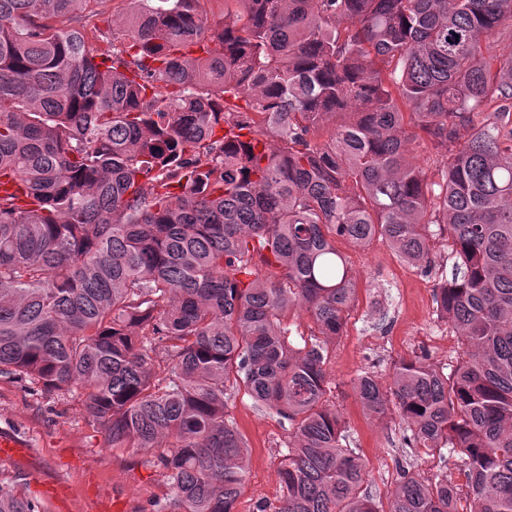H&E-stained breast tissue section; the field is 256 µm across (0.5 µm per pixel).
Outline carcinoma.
I'll return each instance as SVG.
<instances>
[{"mask_svg":"<svg viewBox=\"0 0 512 512\" xmlns=\"http://www.w3.org/2000/svg\"><path fill=\"white\" fill-rule=\"evenodd\" d=\"M105 2L0 0V376L81 393L167 471L165 512H237L241 391L289 425L280 505L253 512H512V50L480 46L512 0H128L123 32ZM441 235L460 361L354 388L465 482L404 471L385 510L328 404L357 300L336 239L428 272ZM0 512L40 506L0 482ZM108 0L101 8L103 15L101 16L100 24L105 27L109 25L116 31L127 30L133 19V12L128 2L120 0ZM407 150L409 154L414 157V160L427 170L429 175H432L434 173L435 165L440 164V159L439 162L436 163L435 156L432 157L430 147L426 140L419 139L416 141L409 142L407 144Z\"/></svg>","mask_w":512,"mask_h":512,"instance_id":"cac0c4a2","label":"carcinoma"}]
</instances>
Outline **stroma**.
<instances>
[{"label":"stroma","instance_id":"obj_1","mask_svg":"<svg viewBox=\"0 0 512 512\" xmlns=\"http://www.w3.org/2000/svg\"><path fill=\"white\" fill-rule=\"evenodd\" d=\"M336 248L357 277L358 299L343 335L329 344V402L366 464L367 490L388 501L404 469L425 482L444 475L462 483L457 458L442 460L428 449L406 447L397 420L371 417L354 390L358 374L367 371L387 381L403 358L423 355L444 369L459 360L461 340L434 304L438 281L455 271L444 237L434 242L436 266L428 273L401 261L379 239L363 250L340 239ZM230 411L249 445L238 512H253L260 501L277 506L288 426L243 394ZM0 434L25 443L19 455L0 458V481L17 484L41 504V512H158L173 496L163 469L148 462L146 453L105 445L102 434L87 425L79 393L48 399L27 383L0 377Z\"/></svg>","mask_w":512,"mask_h":512}]
</instances>
